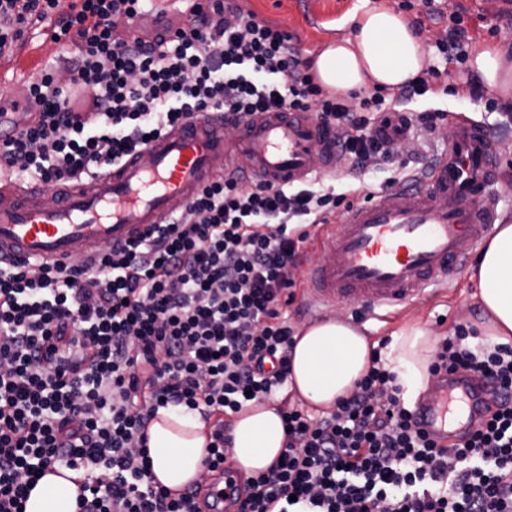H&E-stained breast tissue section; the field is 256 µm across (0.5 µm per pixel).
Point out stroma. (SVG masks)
<instances>
[{"label":"stroma","mask_w":512,"mask_h":512,"mask_svg":"<svg viewBox=\"0 0 512 512\" xmlns=\"http://www.w3.org/2000/svg\"><path fill=\"white\" fill-rule=\"evenodd\" d=\"M400 0H240L243 10L254 12L259 18L280 24L293 37L302 60H312L333 39L349 35L352 18L367 7L380 4L390 10L399 9ZM439 15H432L423 4L404 12L407 21L417 24L422 49L430 63L439 65L441 75L432 82L431 91L408 102L387 100L390 111L443 110L447 118L440 121L437 130L427 139L408 134L392 146L394 162L374 160L367 168L359 169L350 159L337 157L333 170L337 189L363 186L379 187L397 175L396 161L405 162L408 171H420L433 158L448 148L446 132L450 120L466 116L478 121L493 132L499 144L500 156L497 174L489 186L498 201L499 222L512 221V114L504 113L497 95L488 88H480L477 98L468 91L477 79L468 64H443L435 44L448 32L449 17L459 13L465 28L473 38V48L498 46L512 50V16H507L505 0H438ZM330 225L316 227L310 241L301 248L293 276L297 281L296 298L288 307V319L294 326L313 322L315 318L351 319L353 312L362 310V303L336 305L317 312L307 304L310 287L309 271L321 256V243L330 232ZM481 248L468 244L464 254L468 258L466 271L451 273L446 290L432 293L427 300L412 302L375 316H365L359 327L373 341L390 338L399 329L418 326L439 339L450 334L455 324L471 325L477 331L479 342H486L485 317L477 298V283L470 269L476 266Z\"/></svg>","instance_id":"stroma-1"}]
</instances>
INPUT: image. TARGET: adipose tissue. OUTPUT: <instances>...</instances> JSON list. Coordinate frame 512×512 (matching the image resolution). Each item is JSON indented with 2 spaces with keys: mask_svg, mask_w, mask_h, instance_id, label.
I'll use <instances>...</instances> for the list:
<instances>
[{
  "mask_svg": "<svg viewBox=\"0 0 512 512\" xmlns=\"http://www.w3.org/2000/svg\"><path fill=\"white\" fill-rule=\"evenodd\" d=\"M350 36L331 42L312 62V72L327 91L348 97L371 88L395 90L418 77L427 65L419 37L400 16L381 7L356 17ZM472 72L512 104V59L495 47L476 50ZM479 297L494 342L512 341V222L499 224L487 240L477 269ZM286 390L303 405L329 410L369 369L372 341L342 318L297 329ZM433 341L419 327L400 330L384 353L388 368L405 393L421 388ZM279 401H251L234 416L231 436L236 468L257 474L285 446ZM206 427L200 414L183 406L159 409L148 429V448L156 480L171 490L200 480L206 455ZM77 488L54 474L31 491L26 512H76Z\"/></svg>",
  "mask_w": 512,
  "mask_h": 512,
  "instance_id": "obj_1",
  "label": "adipose tissue"
}]
</instances>
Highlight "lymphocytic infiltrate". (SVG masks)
Returning <instances> with one entry per match:
<instances>
[{"label":"lymphocytic infiltrate","mask_w":512,"mask_h":512,"mask_svg":"<svg viewBox=\"0 0 512 512\" xmlns=\"http://www.w3.org/2000/svg\"><path fill=\"white\" fill-rule=\"evenodd\" d=\"M149 0H0V58L60 14L75 54L28 83L32 126L0 152L53 187L101 173L200 112L229 125L257 112H311L355 166L391 160L375 128L382 97L354 111L315 83L287 30L232 0L191 5L170 38L131 30ZM69 75L58 83L59 72ZM343 193L238 173L208 183L138 239L64 264L0 262V512H26L48 467L73 471L77 512H209L208 485H158L147 430L184 405L208 423L206 474L226 460L227 419L290 373L291 273ZM456 326L431 373L482 377L491 414L461 449L417 432L395 376L374 362L324 416L286 405L279 462L230 488L236 512H512V345Z\"/></svg>","instance_id":"obj_1"}]
</instances>
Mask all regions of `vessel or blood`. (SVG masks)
Masks as SVG:
<instances>
[{
    "instance_id": "1",
    "label": "vessel or blood",
    "mask_w": 512,
    "mask_h": 512,
    "mask_svg": "<svg viewBox=\"0 0 512 512\" xmlns=\"http://www.w3.org/2000/svg\"><path fill=\"white\" fill-rule=\"evenodd\" d=\"M171 11L154 17L153 31L173 32L187 19ZM23 98L0 103V143L17 136L33 117ZM238 141L224 139V117L204 113L173 127L88 181L56 187L55 206L43 183L0 172V259L68 264L93 257L163 223L236 156L250 159L255 181L280 185L313 175V154L330 158L331 137L308 112H259L241 124ZM499 147L485 129L459 119L448 130V150L413 198L389 189L346 212L311 274L312 300L330 306L357 298L386 308L424 299L457 261L462 237L480 240L496 217L487 187ZM413 411L415 427L441 445L460 444L486 417L487 387L466 372L433 379Z\"/></svg>"
}]
</instances>
